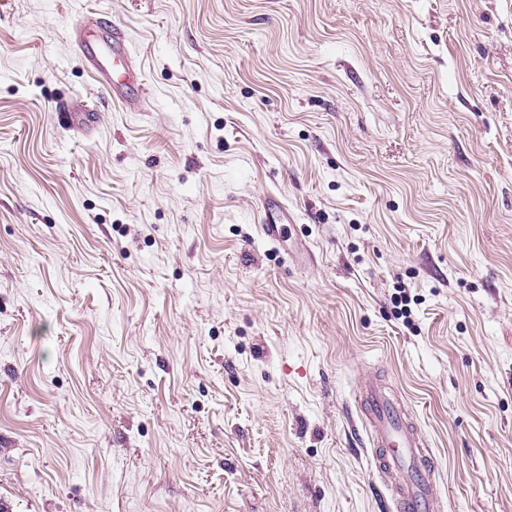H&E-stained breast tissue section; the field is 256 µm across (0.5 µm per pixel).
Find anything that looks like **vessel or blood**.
<instances>
[{
    "label": "vessel or blood",
    "mask_w": 512,
    "mask_h": 512,
    "mask_svg": "<svg viewBox=\"0 0 512 512\" xmlns=\"http://www.w3.org/2000/svg\"><path fill=\"white\" fill-rule=\"evenodd\" d=\"M71 36L84 65L104 92L112 99L138 106L141 99L132 96L130 89L141 78L131 64L125 30L107 20L97 28L81 22L72 28ZM358 399L368 423L377 470L392 484L398 512H437L440 488L433 457L403 406L375 380L359 386Z\"/></svg>",
    "instance_id": "vessel-or-blood-1"
}]
</instances>
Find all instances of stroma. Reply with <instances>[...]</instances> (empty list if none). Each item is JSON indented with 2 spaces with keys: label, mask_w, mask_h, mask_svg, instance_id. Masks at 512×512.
<instances>
[{
  "label": "stroma",
  "mask_w": 512,
  "mask_h": 512,
  "mask_svg": "<svg viewBox=\"0 0 512 512\" xmlns=\"http://www.w3.org/2000/svg\"><path fill=\"white\" fill-rule=\"evenodd\" d=\"M375 379L512 512V0H0V512H391ZM100 28L106 35L96 31L89 22L76 24L71 30L72 41L86 68L96 77L104 92L135 109L141 98L132 96L127 91L135 84L142 94V80L131 65L129 41L125 30L116 23L105 20ZM124 66L125 75L116 80L113 77L115 64ZM126 64V66L124 65ZM270 202L264 204V217L260 228L263 236L273 242L281 243L284 240L286 225L283 222L285 214L275 216L270 212Z\"/></svg>",
  "instance_id": "stroma-1"
}]
</instances>
